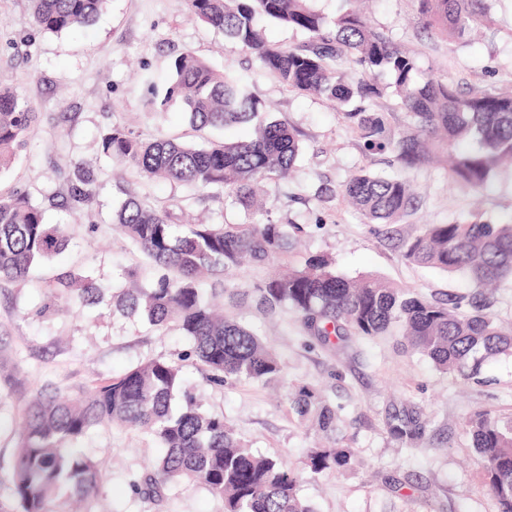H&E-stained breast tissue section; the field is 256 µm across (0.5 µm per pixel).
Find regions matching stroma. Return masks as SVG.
Wrapping results in <instances>:
<instances>
[{
	"label": "stroma",
	"mask_w": 512,
	"mask_h": 512,
	"mask_svg": "<svg viewBox=\"0 0 512 512\" xmlns=\"http://www.w3.org/2000/svg\"><path fill=\"white\" fill-rule=\"evenodd\" d=\"M366 8L371 25L413 56L423 75L451 78L463 91L512 90V0H495L483 35L466 43L423 29L417 0H368ZM187 50L216 70H234L271 119L297 131L301 147L294 173L267 183L264 194L271 220L297 229L298 247L269 263L211 276L205 288H249L321 253L349 278L373 275L428 298L466 294L471 286L460 274L406 262L399 237L425 224L512 220L511 165L500 167L486 188L469 189L452 180L444 159L410 170L392 152L367 150L336 106L283 86L222 32L194 18L187 0H105L92 26L60 34L36 28L28 0H0V85L20 91L39 115L13 168L0 175V193L26 192L46 223L61 225L69 236L66 249L25 281L0 280V512H16L18 425L36 396L85 397L155 359L183 360L185 389L223 416L255 453L298 472L299 494L315 512H497L465 422L482 410L512 418L511 354L463 383L405 351L397 333L327 348L301 332L292 311L269 316L250 307L240 318L280 357L285 379L274 390L248 381L219 385L186 361L191 344L178 330L113 311V295L126 286L124 271H138L144 282L154 276L142 253L113 229L112 215L128 197H146L158 207L186 201L184 217L196 222L250 221L229 197L147 180L101 151L102 134L116 124L145 140L196 147L250 134L247 125L197 130L177 98L155 111L153 92H165L175 57ZM78 166L92 170L95 183L75 214L67 197ZM360 172L407 179L415 211L390 230L367 223L343 195L348 177ZM69 272L94 279L100 304L65 310L57 279ZM300 386L335 409L336 444L352 449L351 468L304 469L320 438L290 406L289 395ZM393 405L423 412L426 436L418 446L388 434L385 414ZM79 446L105 464L93 512H224L220 498L192 481L169 485L159 502L132 491L131 482L164 454L148 432L105 423Z\"/></svg>",
	"instance_id": "35a3bbf8"
}]
</instances>
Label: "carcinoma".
Returning a JSON list of instances; mask_svg holds the SVG:
<instances>
[{
	"label": "carcinoma",
	"instance_id": "obj_1",
	"mask_svg": "<svg viewBox=\"0 0 512 512\" xmlns=\"http://www.w3.org/2000/svg\"><path fill=\"white\" fill-rule=\"evenodd\" d=\"M39 30L62 33L87 28L104 0H29ZM313 0H189L191 14L218 29L258 59L263 68L291 90L348 107L344 118L370 150H390L405 168L426 164L431 155L446 157L451 177L472 188L485 186L505 160L512 159V92L478 89L462 92L450 78H417L416 60L388 36L372 29L358 0L327 19ZM423 27L440 37L462 40L471 28L489 21L493 0H418ZM262 15L299 29L307 41L297 47L273 45L255 26ZM348 57L364 78L353 80L336 69ZM173 82L165 98L180 96L190 121L200 129L252 123L253 136L235 143L188 146L172 139L146 142L114 125L101 137L102 153L147 179L170 180L198 190L225 191L234 203L258 212L257 192L265 180L278 179L300 155L297 134L270 120L230 69L218 71L191 51L174 59ZM409 117V129L388 135L385 115L362 106L382 96V76ZM36 120L23 95L0 87V174L12 168ZM90 173L70 185L74 208L92 194ZM344 195L369 224H396L415 206L405 179L352 175ZM174 213L131 197L116 210L115 231L165 270L147 285L137 271L127 272L131 286L113 299L128 317H144L160 328L174 325L191 342L189 356L216 383L249 381L267 385L284 377L279 356L246 327L237 311L253 302L266 314L292 310L305 335L322 345L351 336L370 338L398 331L404 348L450 371L463 383L483 364L512 352V330H503L490 313L485 288L512 280V224H426L399 239L402 258L445 272L464 274L475 288L467 297L428 299L383 279L351 280L336 272L322 254L308 256L252 288H213L204 279L248 264H264L293 246L283 224H187L174 231ZM68 244L58 225L47 224L27 193L0 196V279L24 281L36 263L59 254ZM69 300L95 304L99 289L77 284L72 275L58 279ZM184 385L183 366L151 360L102 386L85 399L44 394L26 409L18 433L13 492L18 512H51L53 494L66 489L82 501L98 496L99 463L74 447L92 427L120 423L152 434L165 455L142 481L136 494L155 500L181 479L197 481L224 502V512H315L299 496V475L268 456L253 453L224 424V417L203 411L192 398L176 410L173 401ZM302 417L313 416L324 436L336 433V412L315 400L307 387L290 398ZM386 427L396 440L415 446L426 421L412 406L393 407ZM483 470L484 484L498 512H512V418L487 412L467 420ZM353 453L334 445L311 449L304 461L313 473L348 469Z\"/></svg>",
	"mask_w": 512,
	"mask_h": 512
}]
</instances>
